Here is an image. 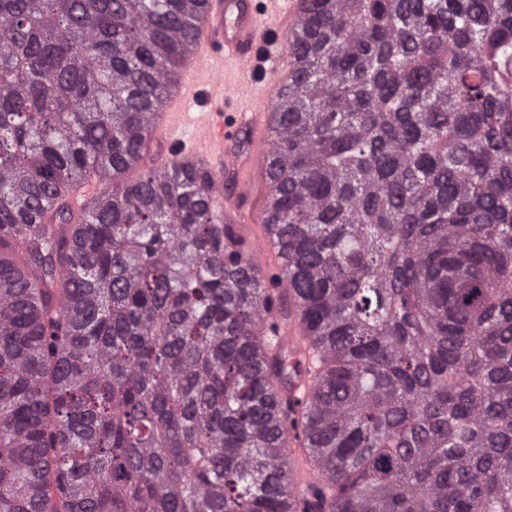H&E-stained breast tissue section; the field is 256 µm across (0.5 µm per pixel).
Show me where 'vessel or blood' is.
Instances as JSON below:
<instances>
[{
    "mask_svg": "<svg viewBox=\"0 0 512 512\" xmlns=\"http://www.w3.org/2000/svg\"><path fill=\"white\" fill-rule=\"evenodd\" d=\"M299 7L300 0H208L192 55L151 124V139L162 152L218 179L233 172L230 186L216 184L210 208L226 223L259 230L258 257L266 268L274 246L261 230V213L248 202L267 183L271 110L286 71V35ZM99 193V183L89 180L69 203L79 212Z\"/></svg>",
    "mask_w": 512,
    "mask_h": 512,
    "instance_id": "vessel-or-blood-1",
    "label": "vessel or blood"
}]
</instances>
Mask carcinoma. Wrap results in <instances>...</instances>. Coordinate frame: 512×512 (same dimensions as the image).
I'll return each mask as SVG.
<instances>
[{
  "label": "carcinoma",
  "mask_w": 512,
  "mask_h": 512,
  "mask_svg": "<svg viewBox=\"0 0 512 512\" xmlns=\"http://www.w3.org/2000/svg\"><path fill=\"white\" fill-rule=\"evenodd\" d=\"M204 2L0 0V512H512V0H301L271 276L144 165ZM100 185L96 180H89L78 187L69 198V203L74 212L82 211L92 200L98 197ZM312 479L308 469L300 458L295 457V477L293 483V495L299 508H303L304 500L311 493Z\"/></svg>",
  "instance_id": "carcinoma-1"
}]
</instances>
